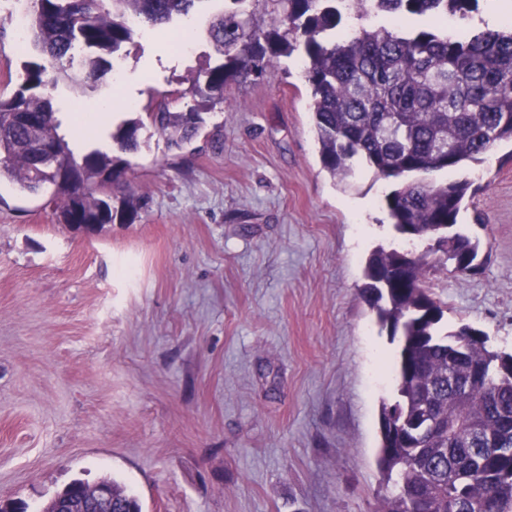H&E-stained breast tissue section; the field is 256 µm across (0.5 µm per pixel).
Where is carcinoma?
Masks as SVG:
<instances>
[{"label":"carcinoma","instance_id":"1","mask_svg":"<svg viewBox=\"0 0 512 512\" xmlns=\"http://www.w3.org/2000/svg\"><path fill=\"white\" fill-rule=\"evenodd\" d=\"M22 89L0 95V181L31 194L52 188L61 224L112 223V184L121 169L106 152L81 158L59 132L52 90L89 79L134 42L138 28L190 16L202 0H30ZM385 25L338 29L366 5ZM478 0H224L207 33L218 58L189 79L198 98L185 110L161 105L123 121L112 140L135 152L154 137L170 149L191 142L202 110L224 104V88L260 76L277 58L304 52L313 131L323 168L347 182L365 169L390 183L382 208L408 240L369 255L361 290L398 343L396 400L381 408L394 433L381 439L385 493L379 512H512V353L494 350L468 324L441 329L446 306L426 283L448 269L475 268L479 240L455 229L477 188L467 178L425 181L480 164L512 143V23L448 35L438 20H464ZM427 18L432 26L405 24ZM121 512H141L117 485Z\"/></svg>","mask_w":512,"mask_h":512}]
</instances>
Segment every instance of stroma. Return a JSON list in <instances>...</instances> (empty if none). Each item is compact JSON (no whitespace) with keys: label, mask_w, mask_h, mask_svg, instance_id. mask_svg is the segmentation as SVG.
I'll list each match as a JSON object with an SVG mask.
<instances>
[{"label":"stroma","mask_w":512,"mask_h":512,"mask_svg":"<svg viewBox=\"0 0 512 512\" xmlns=\"http://www.w3.org/2000/svg\"><path fill=\"white\" fill-rule=\"evenodd\" d=\"M196 12L190 55L159 62L135 111L192 105L214 63ZM0 0V94L22 82L15 21ZM56 91V117L114 95ZM191 144L152 139L120 183L133 222L91 234L58 223L50 191L0 182V501L42 512L72 482L115 481L142 512H377L379 416L396 346L363 300L365 261L396 245L385 181L324 169L303 56L230 82ZM457 228L480 270L434 274L444 326L512 350V145L471 171Z\"/></svg>","instance_id":"35a3bbf8"}]
</instances>
